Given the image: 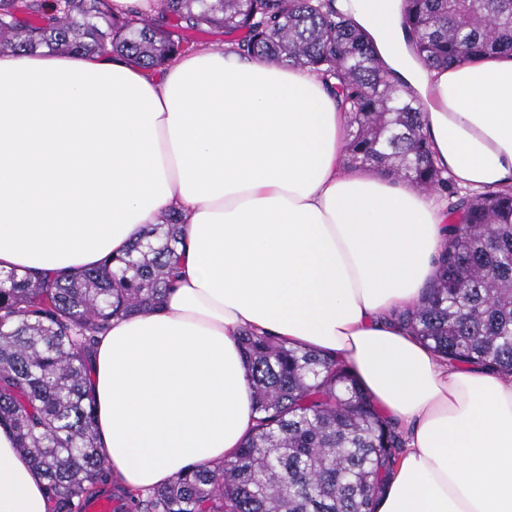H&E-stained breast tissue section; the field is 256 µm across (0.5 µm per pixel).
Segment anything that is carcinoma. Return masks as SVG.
I'll use <instances>...</instances> for the list:
<instances>
[{"label":"carcinoma","instance_id":"cac0c4a2","mask_svg":"<svg viewBox=\"0 0 512 512\" xmlns=\"http://www.w3.org/2000/svg\"><path fill=\"white\" fill-rule=\"evenodd\" d=\"M0 0V49L110 50L150 70L197 50L112 0ZM193 33L245 31L248 54L335 80L349 115L346 160L425 192H447L448 238L431 285L399 322L439 357L512 374V189L461 194L423 134L424 112L336 0H159ZM401 26L432 69L512 55V0H403ZM181 215L151 225L124 256L56 277L0 275V427L48 482L52 512H84L111 476L87 393L97 337L112 319L160 307L178 279ZM242 347L257 413L234 456L189 467L114 512H374L404 435L340 359L266 335Z\"/></svg>","mask_w":512,"mask_h":512}]
</instances>
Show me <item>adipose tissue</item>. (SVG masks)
Wrapping results in <instances>:
<instances>
[{
  "mask_svg": "<svg viewBox=\"0 0 512 512\" xmlns=\"http://www.w3.org/2000/svg\"><path fill=\"white\" fill-rule=\"evenodd\" d=\"M337 7L420 97L438 166L474 192L512 186V57L432 70L400 0ZM347 124L334 88L231 39L155 73L109 51L0 54V272L95 267L182 215L179 281L113 319L88 383L124 487L233 456L255 419L252 332L340 358L404 426L376 512H512V375L449 364L394 321L434 275L447 207L347 165ZM0 512H49L2 427Z\"/></svg>",
  "mask_w": 512,
  "mask_h": 512,
  "instance_id": "adipose-tissue-1",
  "label": "adipose tissue"
}]
</instances>
